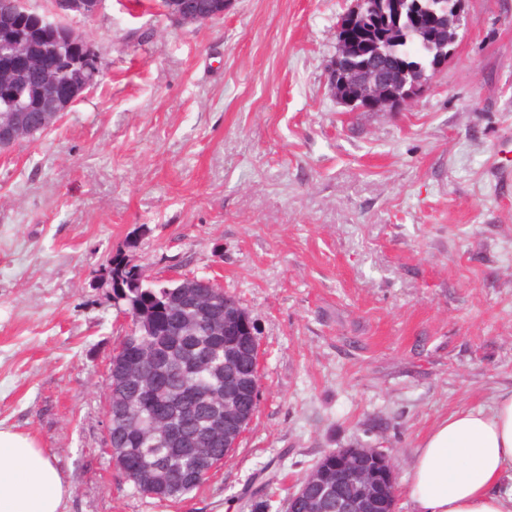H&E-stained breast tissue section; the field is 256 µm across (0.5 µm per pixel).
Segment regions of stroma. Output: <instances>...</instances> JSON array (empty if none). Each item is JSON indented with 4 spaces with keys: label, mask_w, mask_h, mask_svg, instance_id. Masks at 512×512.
<instances>
[{
    "label": "stroma",
    "mask_w": 512,
    "mask_h": 512,
    "mask_svg": "<svg viewBox=\"0 0 512 512\" xmlns=\"http://www.w3.org/2000/svg\"><path fill=\"white\" fill-rule=\"evenodd\" d=\"M351 0H232L174 24L102 0L106 62L46 134L0 152V425L33 435L65 512H271L327 451L415 448L512 388V0H465L455 55L400 112L329 96ZM217 280L258 328L261 397L198 489L115 469L108 367L128 320L99 275Z\"/></svg>",
    "instance_id": "1"
}]
</instances>
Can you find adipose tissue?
Returning <instances> with one entry per match:
<instances>
[{"label":"adipose tissue","mask_w":512,"mask_h":512,"mask_svg":"<svg viewBox=\"0 0 512 512\" xmlns=\"http://www.w3.org/2000/svg\"><path fill=\"white\" fill-rule=\"evenodd\" d=\"M69 487L48 451L0 427V512H63ZM414 512H512V391L437 421L415 449Z\"/></svg>","instance_id":"obj_1"}]
</instances>
